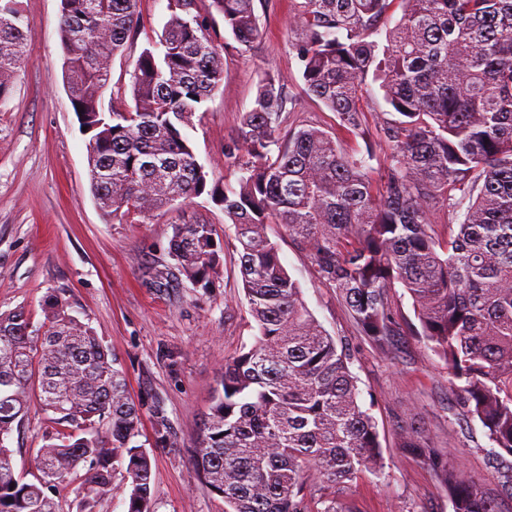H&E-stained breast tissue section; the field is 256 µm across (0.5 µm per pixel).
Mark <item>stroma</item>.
Returning a JSON list of instances; mask_svg holds the SVG:
<instances>
[{"mask_svg":"<svg viewBox=\"0 0 512 512\" xmlns=\"http://www.w3.org/2000/svg\"><path fill=\"white\" fill-rule=\"evenodd\" d=\"M291 2L254 0L264 36L248 50L225 31L222 19L214 21L227 76L188 130L213 181L238 177L224 159V146L267 69L282 77L287 122L335 133L348 152L369 155L372 173L387 162L378 136L385 108L378 91L363 103L365 124L357 134L341 129L335 113L304 96L292 47ZM17 3L25 47L10 98L0 104V312L24 306L39 322L47 292H65L116 356L142 408L138 442L155 460L153 512H224L223 500L196 477L191 454L225 357L251 345L255 334L235 264L234 235L224 237V276L217 287L203 290L174 279L155 286V270L171 263L168 238L182 210H161L145 223L125 224L98 207L89 190L88 138L63 82L60 0ZM166 6L167 0H141L140 24L112 60L104 108L118 98L131 103L125 92L130 73L140 53L158 42ZM269 235L315 318L330 336L348 342L350 369L379 432L381 473L359 474L343 500L356 512H452L443 484L399 446L396 421L405 413L454 462L511 503L512 489L502 481L512 470V455L494 453L481 426L461 419L444 362L410 335L396 337L392 354L373 350L358 337L335 289L318 278L309 254L279 225H271ZM157 405L174 432L167 446L155 437ZM50 428L47 413L31 403L10 439L16 472H30Z\"/></svg>","mask_w":512,"mask_h":512,"instance_id":"stroma-1","label":"stroma"}]
</instances>
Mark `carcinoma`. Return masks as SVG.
<instances>
[{"label":"carcinoma","instance_id":"cac0c4a2","mask_svg":"<svg viewBox=\"0 0 512 512\" xmlns=\"http://www.w3.org/2000/svg\"><path fill=\"white\" fill-rule=\"evenodd\" d=\"M60 39L72 108L92 147L90 190L103 212L143 221L206 196L234 225L236 266L256 334L224 358L192 465L224 512H352L324 493L383 455L375 420L359 402L350 354L326 333L283 264L270 225L308 250L336 288L359 336L380 353L407 331L440 357L460 413L491 447L512 455V0H295L294 48L303 93L362 130L361 102L375 84L388 106L381 131L387 164L374 179L366 156L336 135L281 126L280 76L266 70L224 158L236 184H219L185 129L224 84V47L212 23L250 48L262 37L254 0H168L160 43L130 72L133 105L102 108L113 57L138 22L140 0H60ZM401 15L380 22L393 4ZM24 41L15 0H0V103L10 96ZM477 192L457 230L438 237L433 211L455 221V192ZM173 265L156 274L215 287L224 267L216 225L194 213L172 225ZM412 300L417 323L397 321L389 293ZM35 326L23 307L0 313V512H58L81 475L78 512L112 496L121 468L127 512H151L153 459L136 438L141 407L117 359L72 314L65 293L40 304ZM53 415L32 460L15 474L8 440L31 395ZM156 439L172 443L154 410ZM400 445L415 451L448 491L453 512H508L402 415Z\"/></svg>","mask_w":512,"mask_h":512}]
</instances>
